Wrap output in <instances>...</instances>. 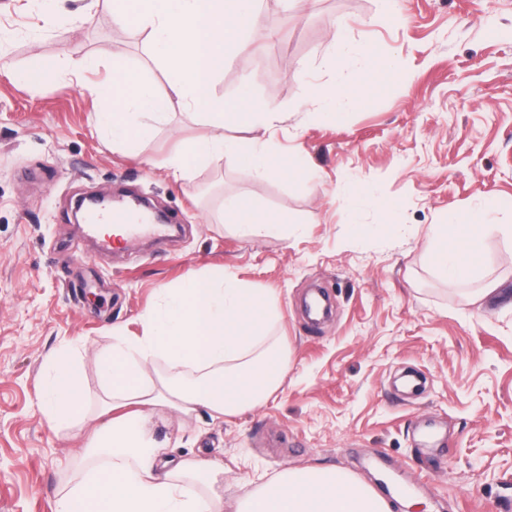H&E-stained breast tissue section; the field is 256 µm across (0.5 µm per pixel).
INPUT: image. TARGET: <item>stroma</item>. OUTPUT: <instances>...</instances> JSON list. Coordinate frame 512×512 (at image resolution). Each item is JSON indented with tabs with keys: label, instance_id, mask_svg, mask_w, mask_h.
Here are the masks:
<instances>
[{
	"label": "stroma",
	"instance_id": "35a3bbf8",
	"mask_svg": "<svg viewBox=\"0 0 512 512\" xmlns=\"http://www.w3.org/2000/svg\"><path fill=\"white\" fill-rule=\"evenodd\" d=\"M269 33L231 55L219 97L279 106L272 151L292 177L216 160L175 181L179 144L213 135L192 110L154 122L132 150L95 127L112 108L90 83L125 68L165 90L145 33L91 0H0V512H52L97 426L95 359L113 333L141 335L163 289L220 270L272 295L271 333L288 372L261 406L212 421L206 408L153 419L158 439L224 463L220 512H238L260 478L335 466L367 484L387 472L392 512H512V0H261ZM340 21L352 48L330 33ZM399 76L340 121L303 108L304 82L330 88L363 64L361 47ZM90 58L76 76L67 59ZM56 62L39 91L25 73ZM145 193L181 233L122 254H92L78 199ZM250 197L286 229L255 237L224 213ZM483 212L490 228L472 278L433 271L432 225ZM371 230L354 234L353 224ZM490 279L496 294L472 295ZM65 344L79 350L87 419L53 423L37 398Z\"/></svg>",
	"mask_w": 512,
	"mask_h": 512
}]
</instances>
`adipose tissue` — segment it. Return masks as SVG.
<instances>
[{
    "instance_id": "1",
    "label": "adipose tissue",
    "mask_w": 512,
    "mask_h": 512,
    "mask_svg": "<svg viewBox=\"0 0 512 512\" xmlns=\"http://www.w3.org/2000/svg\"><path fill=\"white\" fill-rule=\"evenodd\" d=\"M118 23L148 34L154 53L169 69L164 95L125 70L110 84L90 86L110 95L115 107L102 113L99 127L113 148L131 146L146 133L158 111L196 109L211 126L233 123L247 129L246 142L214 135L177 147L166 166L175 180L217 159L249 153L261 175H288L269 148L281 120L272 104L248 97L219 98L211 83L230 52L245 50L247 36L267 25L254 0H103ZM390 58L372 59L354 75L341 76L325 93L328 110L364 101L386 77L398 72ZM487 226L482 213L468 225L455 219L434 225L433 265L446 279H468L484 257ZM277 315L274 297L246 287L230 273L191 276L166 289L142 316L141 336H116L97 359L102 377L100 407L106 419L86 448L94 465L57 499L53 512H219L217 489L224 465L193 455L173 457L156 438L157 409L183 415L197 407L212 419L262 405L288 371V352L270 334ZM165 372L155 373L157 361ZM87 394L70 346L52 358L39 402L58 423L79 419ZM240 512H391L367 483L335 467L290 469L261 484Z\"/></svg>"
}]
</instances>
